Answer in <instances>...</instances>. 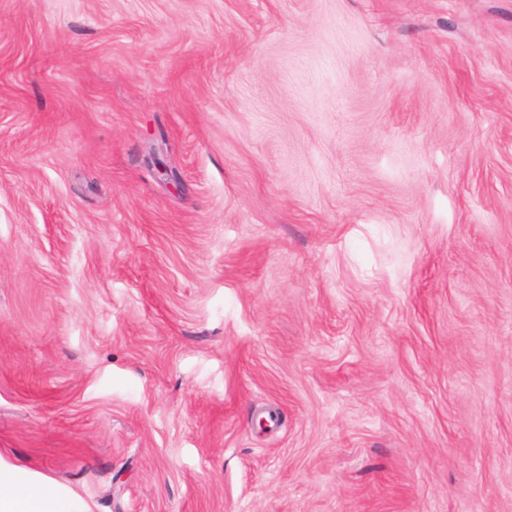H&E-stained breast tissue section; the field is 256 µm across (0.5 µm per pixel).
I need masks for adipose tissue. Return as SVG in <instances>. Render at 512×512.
Here are the masks:
<instances>
[{
  "label": "adipose tissue",
  "instance_id": "ef3b65f1",
  "mask_svg": "<svg viewBox=\"0 0 512 512\" xmlns=\"http://www.w3.org/2000/svg\"><path fill=\"white\" fill-rule=\"evenodd\" d=\"M0 512H83L71 495L50 491L42 478L0 463Z\"/></svg>",
  "mask_w": 512,
  "mask_h": 512
}]
</instances>
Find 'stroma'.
Instances as JSON below:
<instances>
[{
	"label": "stroma",
	"mask_w": 512,
	"mask_h": 512,
	"mask_svg": "<svg viewBox=\"0 0 512 512\" xmlns=\"http://www.w3.org/2000/svg\"><path fill=\"white\" fill-rule=\"evenodd\" d=\"M0 462L512 512V0H0Z\"/></svg>",
	"instance_id": "stroma-1"
}]
</instances>
